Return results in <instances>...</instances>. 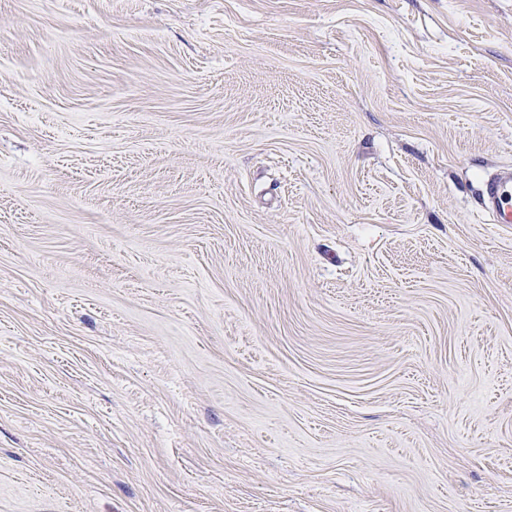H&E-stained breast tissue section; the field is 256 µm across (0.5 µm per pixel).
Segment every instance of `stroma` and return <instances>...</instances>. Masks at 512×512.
I'll list each match as a JSON object with an SVG mask.
<instances>
[{"label":"stroma","instance_id":"1","mask_svg":"<svg viewBox=\"0 0 512 512\" xmlns=\"http://www.w3.org/2000/svg\"><path fill=\"white\" fill-rule=\"evenodd\" d=\"M512 0H0V512H512ZM487 207L498 224H512V170L504 169L485 183Z\"/></svg>","mask_w":512,"mask_h":512}]
</instances>
